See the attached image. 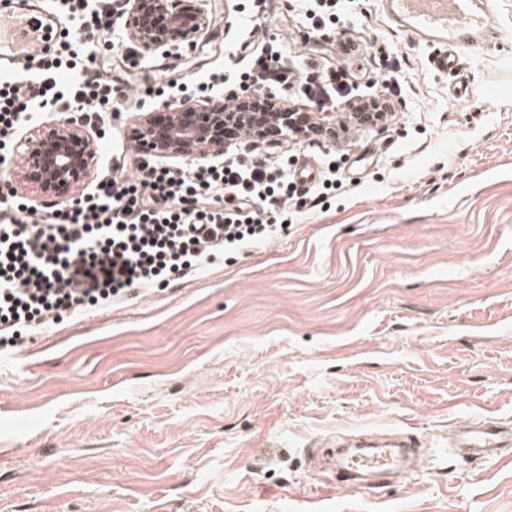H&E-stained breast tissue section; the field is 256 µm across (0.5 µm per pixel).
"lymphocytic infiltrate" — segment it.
<instances>
[{
  "label": "lymphocytic infiltrate",
  "instance_id": "obj_1",
  "mask_svg": "<svg viewBox=\"0 0 512 512\" xmlns=\"http://www.w3.org/2000/svg\"><path fill=\"white\" fill-rule=\"evenodd\" d=\"M68 31L56 49L24 61V75L0 77V165H10L20 134L39 110L63 109L89 122L124 109L122 86L104 76L85 45L128 60L115 38V0H60ZM74 77L62 82L64 71ZM242 80L287 99L297 90L304 109L346 105L349 120L374 125L390 117L387 97L403 88L384 76L381 93L347 81L343 71L297 82L280 46L254 51ZM340 164L326 153L319 182L299 190L288 158L272 161L256 143L224 159L170 168L139 157L132 174L101 176L80 197L46 206L0 191V352L19 330L49 324L102 305L167 287L201 271L224 252L269 242L277 214L322 204L340 187Z\"/></svg>",
  "mask_w": 512,
  "mask_h": 512
}]
</instances>
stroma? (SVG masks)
I'll return each instance as SVG.
<instances>
[{"label":"stroma","instance_id":"1","mask_svg":"<svg viewBox=\"0 0 512 512\" xmlns=\"http://www.w3.org/2000/svg\"><path fill=\"white\" fill-rule=\"evenodd\" d=\"M181 50L133 46L124 111L93 120L96 168L122 165L148 77L196 87L274 40L301 69L345 62L353 83L391 60L410 93L392 123L347 134L330 207L249 256L76 320L0 356V512H512V448L469 463L448 432L512 421V0L502 52L455 99L429 47L356 0L366 47L344 61L300 0H205ZM334 140L262 144L320 160ZM396 431L414 468L356 489L324 463L344 434Z\"/></svg>","mask_w":512,"mask_h":512}]
</instances>
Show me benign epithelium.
Returning a JSON list of instances; mask_svg holds the SVG:
<instances>
[{"label":"benign epithelium","mask_w":512,"mask_h":512,"mask_svg":"<svg viewBox=\"0 0 512 512\" xmlns=\"http://www.w3.org/2000/svg\"><path fill=\"white\" fill-rule=\"evenodd\" d=\"M204 0H130L125 29L128 37L146 51L191 42L209 25ZM243 101L251 103L241 112L222 107L198 108L184 105L166 113L143 115L134 129L141 145L158 154L206 160L224 153V146L246 128L260 138L278 131L267 121L271 98L249 91ZM23 181L42 193L66 195L85 183L94 173L96 149L84 125L65 117L23 144Z\"/></svg>","instance_id":"benign-epithelium-1"}]
</instances>
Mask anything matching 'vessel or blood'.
I'll use <instances>...</instances> for the list:
<instances>
[{"mask_svg": "<svg viewBox=\"0 0 512 512\" xmlns=\"http://www.w3.org/2000/svg\"><path fill=\"white\" fill-rule=\"evenodd\" d=\"M379 5L394 29L433 47L431 68L452 77L458 95L472 93V61L501 48L502 32L492 22V0H379ZM65 31V25L39 0H0V72L43 54ZM342 445L381 451L368 459L367 472L337 469L338 480L359 487L365 476L390 475L400 449L412 447L413 442L398 433L363 434L343 437ZM452 446L475 460L494 459L498 451L512 447V421L473 417L458 426Z\"/></svg>", "mask_w": 512, "mask_h": 512, "instance_id": "obj_1", "label": "vessel or blood"}]
</instances>
